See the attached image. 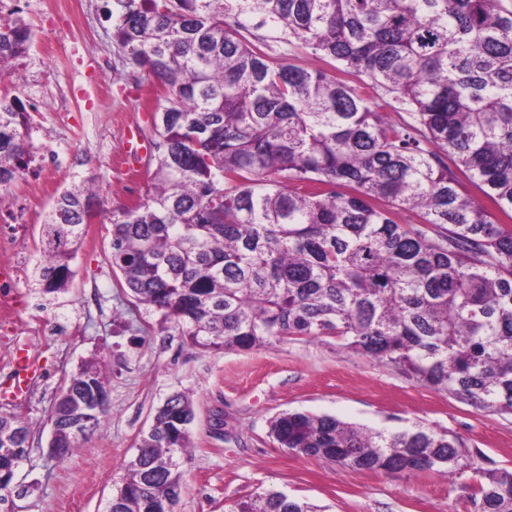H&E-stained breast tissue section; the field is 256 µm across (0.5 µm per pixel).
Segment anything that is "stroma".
<instances>
[{"label":"stroma","instance_id":"stroma-1","mask_svg":"<svg viewBox=\"0 0 512 512\" xmlns=\"http://www.w3.org/2000/svg\"><path fill=\"white\" fill-rule=\"evenodd\" d=\"M48 2L20 0L33 43L0 74V96L45 102L69 83L83 97L77 112L32 113L31 143L54 150L58 160L35 161L22 179L0 187V239L12 245L6 260L21 303L0 307V413L17 412L32 428L17 474L30 493L16 500L15 512H105L141 435L175 391L189 394L195 413L178 512H229L237 500L271 489L321 512H476L467 489L478 485L479 471L450 480L431 470L350 469L278 447L269 422L304 411L389 431L420 423L462 437L480 468L512 471V415L476 409L387 362L342 349L332 337L291 336L251 350L195 348L121 287L110 264L109 218L112 208L146 191L144 170H127L123 154L128 134L151 137L146 89L154 79L133 72L113 39L122 12L117 0H83L89 36L66 64L50 48L66 32L56 28ZM103 50L118 67L109 85L91 75L90 59ZM87 177L95 178L104 204L84 226L68 291L43 295L35 271L44 215L64 187ZM46 321L55 333L43 332ZM18 354L39 369L19 392ZM95 355L107 363L108 417L72 455L57 459L48 447L50 408Z\"/></svg>","mask_w":512,"mask_h":512}]
</instances>
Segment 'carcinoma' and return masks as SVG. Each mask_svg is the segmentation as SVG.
Wrapping results in <instances>:
<instances>
[{
	"mask_svg": "<svg viewBox=\"0 0 512 512\" xmlns=\"http://www.w3.org/2000/svg\"><path fill=\"white\" fill-rule=\"evenodd\" d=\"M114 39L159 81L147 190L112 210L110 263L136 302L193 347L259 349L334 336L478 409L512 415V10L503 0H118ZM271 26L324 62L309 70L249 41ZM25 20L0 16V64L24 56ZM353 76L357 82L344 79ZM413 122H392L384 109ZM30 115L0 98V187L35 162ZM465 176L495 208L460 191ZM96 193L82 180L46 214L38 285L68 288ZM414 212V224L396 215ZM102 360L51 406L55 455L108 414ZM194 411L167 397L126 466L112 512H168ZM0 414V490L29 448ZM280 447L356 470L481 473L478 512H512V472L464 440L327 414L270 420ZM231 512H318L280 491Z\"/></svg>",
	"mask_w": 512,
	"mask_h": 512,
	"instance_id": "1",
	"label": "carcinoma"
}]
</instances>
